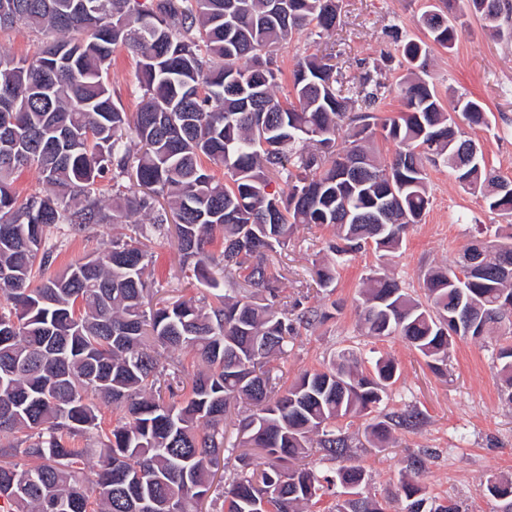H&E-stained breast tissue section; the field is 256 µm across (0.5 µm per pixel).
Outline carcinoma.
Returning <instances> with one entry per match:
<instances>
[{
    "label": "carcinoma",
    "mask_w": 512,
    "mask_h": 512,
    "mask_svg": "<svg viewBox=\"0 0 512 512\" xmlns=\"http://www.w3.org/2000/svg\"><path fill=\"white\" fill-rule=\"evenodd\" d=\"M0 0V31L21 24L46 35L23 59L0 52V502L5 512H198L224 460L225 415L245 403L236 442L263 456L242 462L224 490L227 512H301L335 481L303 463L313 452L346 461L342 482L363 483L343 418L370 413L396 381L381 358L366 369L349 351L286 384L274 362L299 329L327 314L282 301L269 253L297 227H330L331 260L312 280L327 289L339 267L373 243L394 253L431 199L424 160L480 191L488 209L512 217L505 180L471 160L457 122L488 124L484 104L445 103L424 78L427 46H402L403 110L380 117L382 72L361 61L346 77L309 55L292 70V99L276 96L275 56L300 30L336 29L341 0ZM421 14L433 42L452 49L471 14L496 29L507 0H443ZM155 17L142 25L143 16ZM137 58L142 100L128 112L112 95L119 47ZM380 128L398 151L384 165L368 146ZM38 170L42 190L19 198L14 175ZM224 170V178L215 170ZM128 177L124 186L119 179ZM284 187L270 192L271 177ZM112 183V213L104 182ZM173 216L184 272L206 285L200 301L145 308L152 241ZM133 233L51 270L48 233L117 218ZM219 242V250L210 246ZM254 288L234 296L238 277ZM424 299L385 274L369 275L356 308L370 336H400L446 364L455 337L492 327L512 335V280L494 274L448 280L429 270ZM471 333L454 336L448 318ZM192 351L186 392L168 383L161 352ZM503 395L512 403V344L499 348ZM112 411L105 424L102 409ZM387 421L364 429L383 444ZM99 452L96 479L82 464ZM295 465L285 466L288 461ZM413 457L397 497L423 512L451 510L428 495ZM512 502V478L487 480ZM334 512H386L362 497Z\"/></svg>",
    "instance_id": "1"
}]
</instances>
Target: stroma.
<instances>
[{
  "mask_svg": "<svg viewBox=\"0 0 512 512\" xmlns=\"http://www.w3.org/2000/svg\"><path fill=\"white\" fill-rule=\"evenodd\" d=\"M439 0H342V9L332 35L303 30L281 49L277 64L282 70L278 98L291 92V71L299 57L335 54L342 67L359 61L378 66L391 90L383 115L397 113L401 100L396 84L403 75L397 47L409 40L425 39L417 19ZM428 81L441 97H472L486 106L489 123L472 130L495 174L512 180V26L486 29L481 19L468 18L454 49L430 48ZM110 79L116 97L127 111H134L141 96L136 58L117 50ZM431 205L421 221L409 225L400 250L384 254L374 249L356 254L339 268L336 279L321 291L312 283V261L329 259L327 227L298 228L288 247L275 255L282 276L281 288L288 299H302L304 306L327 312L323 323L301 329L288 356L278 367L284 379L322 368L341 351L356 353L371 362L393 359L399 379L380 407L381 414L414 412L416 425L395 426L388 443L374 447L362 440L372 416L341 420L343 432L354 445L352 455L366 471L363 495L383 499L394 491L410 456L430 451L424 480L430 495L457 502L463 512H499L497 501L486 496L488 478L512 476V403L502 395L496 353L506 339L488 335L455 340L446 366L434 370L425 359L398 336L366 335L355 308L363 279L373 271L394 277L412 295L423 293V277L432 267L453 263L464 250L483 239L484 228L506 225L504 217L491 213L484 200L464 191L449 169H428ZM127 223L96 224L74 233L54 231V269L71 260L95 253L112 236L130 233ZM156 263L148 282L158 298L201 297L205 286L189 281L179 265L174 231H162L154 239Z\"/></svg>",
  "mask_w": 512,
  "mask_h": 512,
  "instance_id": "stroma-1",
  "label": "stroma"
}]
</instances>
